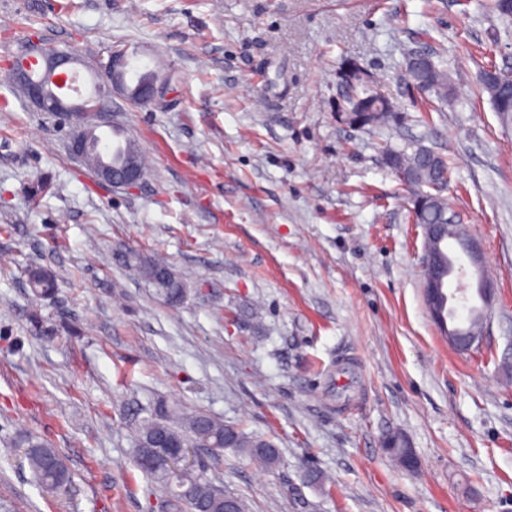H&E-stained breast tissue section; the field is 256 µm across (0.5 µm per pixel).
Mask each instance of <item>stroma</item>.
I'll use <instances>...</instances> for the list:
<instances>
[{
    "label": "stroma",
    "instance_id": "stroma-1",
    "mask_svg": "<svg viewBox=\"0 0 512 512\" xmlns=\"http://www.w3.org/2000/svg\"><path fill=\"white\" fill-rule=\"evenodd\" d=\"M488 3L0 0V512H160L131 466L159 402L274 440V469L231 449L208 467L248 512H512V121L480 91L512 69V23ZM35 32L100 85L114 50L165 57L160 103L102 110L149 161L138 189L79 166L6 76ZM416 49L444 60L447 100L407 81ZM350 59L398 123L340 121ZM416 142L447 157L448 203L480 246L468 294L494 288L467 353L428 313L423 230L383 161ZM130 252L184 277L178 306ZM34 266L58 285L37 304ZM392 432L417 470L383 448ZM35 439L65 457L68 492L34 482Z\"/></svg>",
    "mask_w": 512,
    "mask_h": 512
}]
</instances>
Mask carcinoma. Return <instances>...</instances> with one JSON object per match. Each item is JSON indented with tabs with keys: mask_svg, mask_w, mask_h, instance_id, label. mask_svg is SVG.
<instances>
[{
	"mask_svg": "<svg viewBox=\"0 0 512 512\" xmlns=\"http://www.w3.org/2000/svg\"><path fill=\"white\" fill-rule=\"evenodd\" d=\"M421 90L435 95L439 100L448 97V72L438 65L432 71L411 79ZM374 90L369 85L357 83L348 88L342 100L336 102V110L344 113L352 121L362 127H382L397 119V113L385 112L373 105ZM494 110L504 118L512 116V93H502L490 97ZM397 166L414 174L415 180L407 184L412 190L411 210L413 220L417 224H444L448 219V198L443 191L430 188V184L444 185L448 183L450 167L448 163L439 161L436 168L427 162L425 148L421 145H408L393 149ZM32 300L37 302L55 292V280L44 278L41 269L35 267L28 271ZM229 426L223 421L205 413H195L181 417L169 410L163 403L155 406L153 413L144 420L137 429L136 456L134 466L143 475L159 483L164 492V508L166 512H194L197 503L202 502L209 512H224V500L229 495L215 486L203 471L176 473L164 466L145 468L139 459L145 452L141 448L147 439L159 431L182 443L186 448H194L197 444L208 445V451L214 458L224 454V431ZM236 437L232 443L234 449L267 469L274 468L279 462V450L275 444L256 435L247 434L233 428ZM31 471L39 483L51 490L60 491L71 485V471L65 459L59 453L38 441L30 442L23 453Z\"/></svg>",
	"mask_w": 512,
	"mask_h": 512,
	"instance_id": "cac0c4a2",
	"label": "carcinoma"
}]
</instances>
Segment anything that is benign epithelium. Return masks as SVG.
Segmentation results:
<instances>
[{
    "label": "benign epithelium",
    "instance_id": "obj_1",
    "mask_svg": "<svg viewBox=\"0 0 512 512\" xmlns=\"http://www.w3.org/2000/svg\"><path fill=\"white\" fill-rule=\"evenodd\" d=\"M131 59L123 51H114L104 65L109 82L100 90L97 97H90L79 104L69 103L72 95V83L75 77V59L60 51L53 43L37 38L31 41L29 51L8 61L4 70L8 78L19 87L23 96L40 112L58 113L71 121L67 147L72 158L81 161L85 158L99 128L96 122L97 111L103 98L119 94L134 106L148 105L163 99L167 82L164 79H150L129 89L126 72ZM482 79L491 83L502 92L512 89V71L491 68L486 70ZM144 172L138 159L126 156L123 163L113 166L102 164L96 172V178L115 189L132 190L143 178ZM448 225L426 226L428 244L426 257H436L441 236ZM450 299V281L437 272H432L424 282V300L432 319L448 341L457 350L469 352L477 347L476 339L463 337L455 329L448 328V315L445 312L446 301ZM148 448L166 449V463L169 468H179L189 449L167 439L159 433L146 444Z\"/></svg>",
    "mask_w": 512,
    "mask_h": 512
}]
</instances>
